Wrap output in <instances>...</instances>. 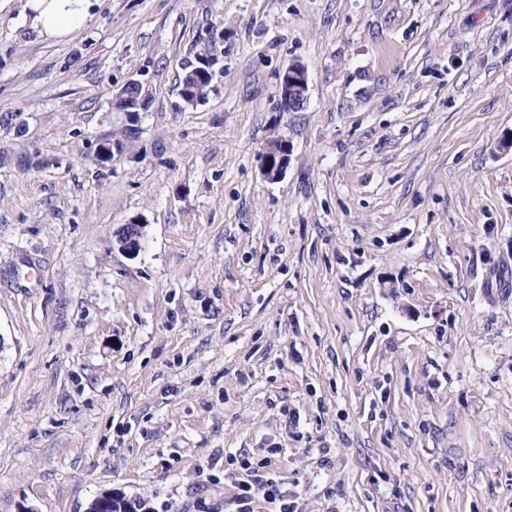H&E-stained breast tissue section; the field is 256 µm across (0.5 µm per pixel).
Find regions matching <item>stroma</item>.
I'll return each instance as SVG.
<instances>
[{
	"label": "stroma",
	"instance_id": "35a3bbf8",
	"mask_svg": "<svg viewBox=\"0 0 512 512\" xmlns=\"http://www.w3.org/2000/svg\"><path fill=\"white\" fill-rule=\"evenodd\" d=\"M24 3L0 0V512H235L266 456L294 512H512V0H97L65 40ZM132 79L140 135L100 166ZM280 109L284 112H298L309 102V78L305 66L291 63L286 67L280 80ZM288 141L282 138L270 140L260 154L262 175L268 181L283 177L289 160ZM143 227L133 221L120 225L114 232L119 249L129 256H136L141 250Z\"/></svg>",
	"mask_w": 512,
	"mask_h": 512
}]
</instances>
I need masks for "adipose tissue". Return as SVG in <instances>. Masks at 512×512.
I'll use <instances>...</instances> for the list:
<instances>
[{"label": "adipose tissue", "instance_id": "obj_1", "mask_svg": "<svg viewBox=\"0 0 512 512\" xmlns=\"http://www.w3.org/2000/svg\"><path fill=\"white\" fill-rule=\"evenodd\" d=\"M26 7L32 27L40 35L61 40L85 25L91 0H27Z\"/></svg>", "mask_w": 512, "mask_h": 512}]
</instances>
